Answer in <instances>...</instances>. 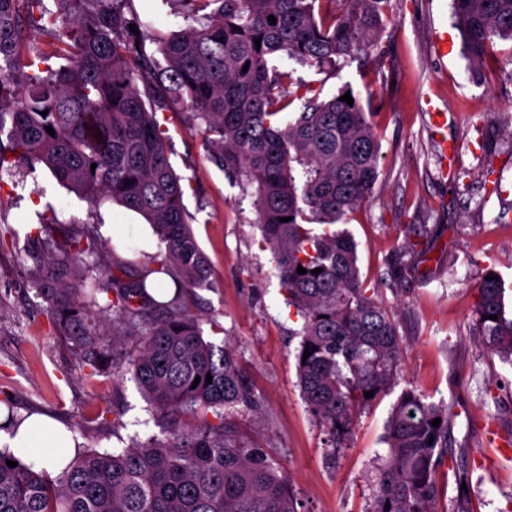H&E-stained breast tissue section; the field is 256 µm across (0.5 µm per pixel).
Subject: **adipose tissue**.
I'll list each match as a JSON object with an SVG mask.
<instances>
[{
	"mask_svg": "<svg viewBox=\"0 0 512 512\" xmlns=\"http://www.w3.org/2000/svg\"><path fill=\"white\" fill-rule=\"evenodd\" d=\"M11 448L34 467L59 475L76 452L73 434L40 415H34L14 428L0 430V446Z\"/></svg>",
	"mask_w": 512,
	"mask_h": 512,
	"instance_id": "adipose-tissue-1",
	"label": "adipose tissue"
}]
</instances>
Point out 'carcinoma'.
Listing matches in <instances>:
<instances>
[{"label": "carcinoma", "mask_w": 512, "mask_h": 512, "mask_svg": "<svg viewBox=\"0 0 512 512\" xmlns=\"http://www.w3.org/2000/svg\"><path fill=\"white\" fill-rule=\"evenodd\" d=\"M190 2L198 26L164 33L144 21L135 0H0V169L38 163L91 205L109 200L140 214L159 247L126 259L102 243L96 225L58 237L57 219L41 215L43 233L29 235L28 245L46 259L32 270V287L92 373L117 372L115 345L135 341V383L167 424L161 439L79 453L54 478L0 449V512H308L279 463L233 434L236 416L262 417L263 400L234 345L205 339L188 309L189 293L211 287V269L159 112L185 109L202 120L215 163L255 187L262 242L286 303L303 319L298 384L326 447H340L354 416L399 385L394 314L368 295L357 244L336 229L379 178L371 115L356 98L351 106L340 100L343 90L320 99L321 84L275 64L285 55L320 75L359 54L382 61L378 39L391 0ZM451 7L463 55L479 76L495 40H512V0H451ZM31 30L47 36L50 49L29 43ZM422 256L406 249L397 275L416 271ZM152 273L174 280L170 299L147 292ZM477 292L484 343L512 364L504 281L483 277ZM308 344L317 349L305 359ZM217 408V421H208ZM449 428L448 406L413 387L400 390L371 512H442L438 468Z\"/></svg>", "instance_id": "carcinoma-1"}]
</instances>
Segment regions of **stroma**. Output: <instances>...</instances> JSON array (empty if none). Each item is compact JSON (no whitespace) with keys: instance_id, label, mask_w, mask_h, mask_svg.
Listing matches in <instances>:
<instances>
[{"instance_id":"obj_1","label":"stroma","mask_w":512,"mask_h":512,"mask_svg":"<svg viewBox=\"0 0 512 512\" xmlns=\"http://www.w3.org/2000/svg\"><path fill=\"white\" fill-rule=\"evenodd\" d=\"M380 40L383 62L357 58L328 76L322 98L350 89L372 112L382 144L372 197L342 221L358 246L361 279L395 313L404 351L400 383L448 405L453 453L440 470L443 512H506L512 455L487 443L497 425L512 434V365L484 347L476 285L496 270L512 289V42L495 41L493 77L478 81L461 54L451 0H391ZM447 35L448 52L435 49ZM447 121L434 129L430 107ZM170 162L186 187L193 232L212 287L190 301L205 338L221 325L265 405L261 422H237L240 438L278 458L309 512H370L373 480L386 453L387 395L358 415L345 445L331 451L301 396L296 353L302 320L288 307L278 271L255 224L252 187L214 162L204 122L187 112L157 115ZM53 210L62 226L108 224L120 205L91 206L45 167L0 170V218L15 234L0 242V417L41 413L68 427L78 449L112 451L162 437L165 423L131 373L91 375L57 336L29 274L27 233ZM409 243L427 245L415 274L392 269ZM469 479L459 485L457 464Z\"/></svg>"}]
</instances>
